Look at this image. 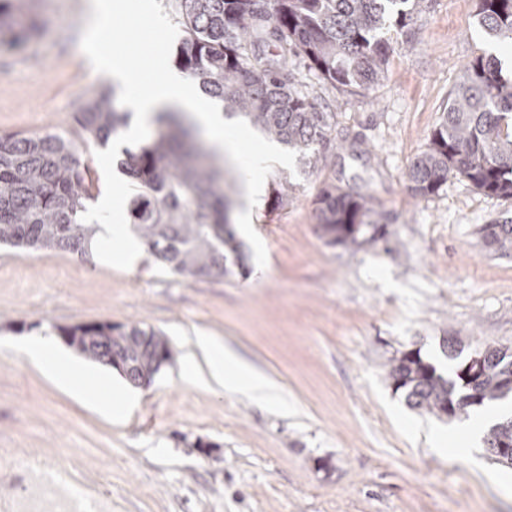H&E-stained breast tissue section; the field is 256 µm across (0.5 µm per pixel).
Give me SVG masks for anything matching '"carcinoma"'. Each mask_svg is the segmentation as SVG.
<instances>
[{"label":"carcinoma","instance_id":"carcinoma-1","mask_svg":"<svg viewBox=\"0 0 512 512\" xmlns=\"http://www.w3.org/2000/svg\"><path fill=\"white\" fill-rule=\"evenodd\" d=\"M23 0H0V44L13 45L37 32L36 17L21 26L16 11ZM419 0H179L185 32L178 65L206 94L224 102V113L240 117L270 141L296 152L316 168L331 146L332 113L320 112L295 86L285 68L301 55L328 83L368 88L386 74L390 45L383 30L390 12L405 26L402 6ZM480 29L512 44V0H477ZM118 88L102 87L86 97L75 122L86 143L104 146L129 127L131 113L112 103ZM151 139L124 150L121 167L135 183L126 221L163 266L184 277H222L243 266L244 255L224 191V171L192 139L183 119L168 112ZM408 189L415 197L436 192L450 178L477 190L512 197V76L503 75L494 54L482 53L462 70L448 110L432 132L427 149L410 165ZM93 181L74 144L59 135H0V245L27 251L62 250L83 259L96 227L84 222ZM322 234L331 244L359 246L388 235L387 225L364 221L367 199L335 185L317 199ZM489 247L512 251V224L486 228ZM65 343L79 354L112 366L122 354L131 370L150 376L173 359L160 332L108 322L63 329ZM479 380L466 388L458 374L431 363L395 357L389 377L403 379L407 405L437 417L448 411L467 417L473 408L504 398L512 377V352L488 346ZM475 391L477 400L466 397ZM512 442V417L486 432L493 457L499 443Z\"/></svg>","mask_w":512,"mask_h":512}]
</instances>
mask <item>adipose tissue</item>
I'll return each instance as SVG.
<instances>
[{"instance_id":"obj_1","label":"adipose tissue","mask_w":512,"mask_h":512,"mask_svg":"<svg viewBox=\"0 0 512 512\" xmlns=\"http://www.w3.org/2000/svg\"><path fill=\"white\" fill-rule=\"evenodd\" d=\"M91 6L93 23L86 40L87 52L101 76L121 90L122 104L131 114L129 138L142 135L151 127L159 112L177 110L186 113L201 128L214 155L225 156L238 164L243 175V206L235 220L240 224L249 223L252 209L263 193L266 170L273 163L287 166V157L267 143L256 149L246 148L232 120L225 117L221 105L197 90L182 73L171 69L162 50L154 52L155 65L161 77L147 82L126 58L114 52L111 44L102 39V32L112 25V14L116 9L124 7L149 17L153 14L151 0H92ZM123 195V187L113 186L87 212L86 218L91 222H101V241L107 242L118 236L134 248L138 241L128 225L103 221L107 215L115 218L120 216ZM23 352L29 361L58 381L83 391L109 413H126L139 403V394L128 388L115 386L103 391L94 389L89 384V375L71 363L49 338H29ZM185 372L192 378L230 392H245L265 400L275 395L272 384L264 375L253 370L210 336L197 337L196 352L189 356Z\"/></svg>"}]
</instances>
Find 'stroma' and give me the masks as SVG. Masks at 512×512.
<instances>
[{
    "mask_svg": "<svg viewBox=\"0 0 512 512\" xmlns=\"http://www.w3.org/2000/svg\"><path fill=\"white\" fill-rule=\"evenodd\" d=\"M89 0H29L40 23L25 42L0 45V134L76 141L102 175L108 149L78 143L81 99L103 84L81 44ZM113 42L144 79L149 18H113ZM385 77L354 92L289 58L295 86L332 113L356 149H329L317 168L270 166L266 195L237 230L245 266L184 278L151 253L135 263L62 251L0 248V451L53 461L67 485H97L112 512H512V467L471 451L455 459L457 423L410 409L389 361L420 349L438 370L443 338L466 351L512 348V253L487 248L484 228L512 221V198L454 178L413 196L404 174L426 150L463 64L496 52L476 0H421L405 27L390 25ZM295 186L272 208L270 190ZM328 184L368 198L387 238L329 245L316 199ZM385 273L393 282L377 280ZM97 322L162 332L175 352L141 386L131 416L107 415L28 363L20 344L60 339ZM211 336L270 379L269 406L177 372L197 336Z\"/></svg>",
    "mask_w": 512,
    "mask_h": 512,
    "instance_id": "obj_1",
    "label": "stroma"
}]
</instances>
